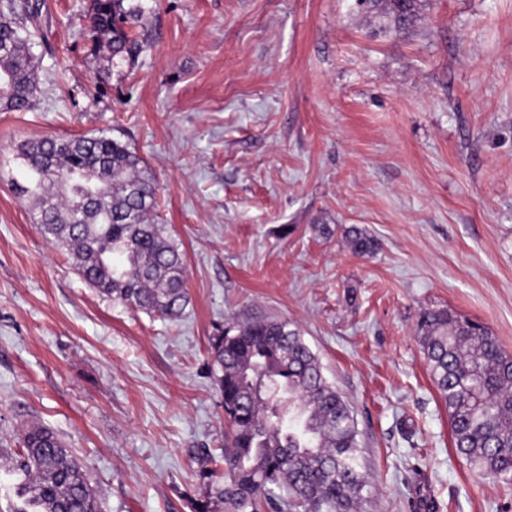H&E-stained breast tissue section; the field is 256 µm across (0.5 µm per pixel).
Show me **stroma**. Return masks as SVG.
<instances>
[{"label":"stroma","instance_id":"stroma-1","mask_svg":"<svg viewBox=\"0 0 512 512\" xmlns=\"http://www.w3.org/2000/svg\"><path fill=\"white\" fill-rule=\"evenodd\" d=\"M135 68L92 55L90 0H44L33 104L0 111V512L32 423L103 512H193L224 450L208 338L285 319L354 411L361 512H512L451 443L416 336L423 310L512 354V0H421L403 32L355 0H141ZM160 187L190 303L169 322L89 287L13 180L19 143L98 130ZM326 224L331 234H323ZM377 242L360 257L344 230Z\"/></svg>","mask_w":512,"mask_h":512}]
</instances>
